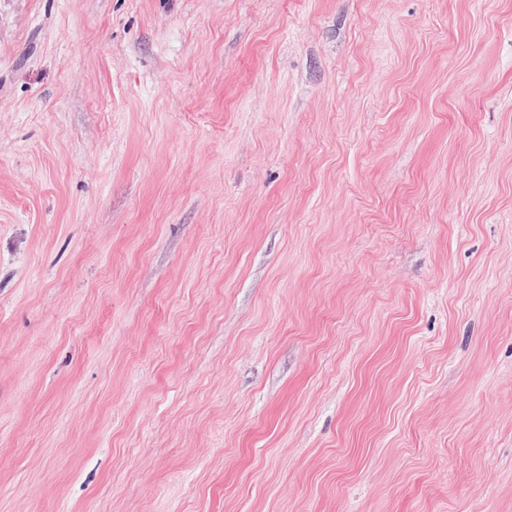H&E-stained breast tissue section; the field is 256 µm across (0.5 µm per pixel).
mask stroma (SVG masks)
<instances>
[{"label": "stroma", "mask_w": 512, "mask_h": 512, "mask_svg": "<svg viewBox=\"0 0 512 512\" xmlns=\"http://www.w3.org/2000/svg\"><path fill=\"white\" fill-rule=\"evenodd\" d=\"M0 512H512V0H0Z\"/></svg>", "instance_id": "1"}]
</instances>
